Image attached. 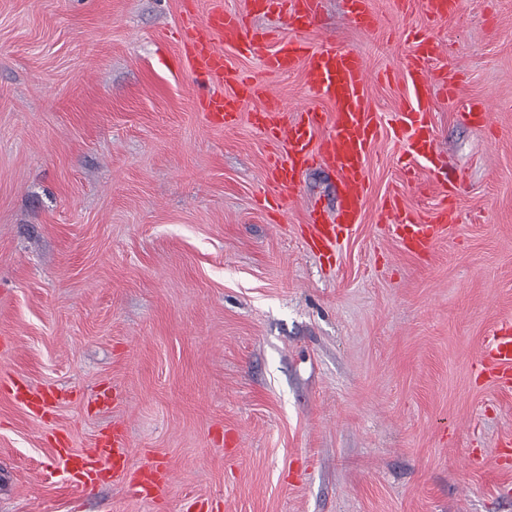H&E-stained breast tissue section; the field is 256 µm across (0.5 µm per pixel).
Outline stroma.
<instances>
[{
    "label": "stroma",
    "mask_w": 512,
    "mask_h": 512,
    "mask_svg": "<svg viewBox=\"0 0 512 512\" xmlns=\"http://www.w3.org/2000/svg\"><path fill=\"white\" fill-rule=\"evenodd\" d=\"M309 41L384 73L375 111L407 91L427 30L464 122L433 93L435 168L464 180L433 251L403 252L377 211L399 183V145L367 164L360 224L326 261L306 245L312 205L335 215L316 166L280 209L255 102L213 128L175 31L185 0H0V512H512V380L473 364L512 325V0H463L445 20L371 0H321ZM229 65L287 110L311 106L302 69ZM24 378L47 412L13 401ZM121 428L131 469L171 474L132 497L102 471L80 486L55 463ZM349 12L351 20L361 31L373 33L382 24L379 15L369 7L367 0H352Z\"/></svg>",
    "instance_id": "obj_1"
}]
</instances>
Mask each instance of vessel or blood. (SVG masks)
<instances>
[{
  "instance_id": "1",
  "label": "vessel or blood",
  "mask_w": 512,
  "mask_h": 512,
  "mask_svg": "<svg viewBox=\"0 0 512 512\" xmlns=\"http://www.w3.org/2000/svg\"><path fill=\"white\" fill-rule=\"evenodd\" d=\"M399 13L422 6L431 19L451 18L458 14L460 0H395ZM254 12L282 14L289 26L300 32L315 23L318 0H250ZM350 18L358 29L372 33L382 21L367 0H351ZM411 52L407 66L408 93L390 119H382L369 100L370 71L356 52L336 46L316 45L298 38L277 44L268 30L247 26L243 15L225 11L221 0H214L205 15L187 7L179 40L182 45L180 65L185 66L204 86L199 105L210 125L224 127L235 123L244 103L257 102L253 118L279 146L270 156L267 174L280 204L294 200L301 175L317 164H326L337 176L341 188L339 208L329 219L321 210H312L307 222V244L331 258L340 243L363 218L369 198L367 163L382 132L402 142L406 163L403 179L417 183L419 169L428 167L434 155V130L430 117L431 96L440 76L431 67L442 51L440 43L417 29L403 32ZM260 60L271 73L283 75L302 67L305 83L316 104L297 110L293 119H283V106L268 95L252 76L230 67L221 45ZM228 86V93L210 92L211 84ZM461 118L487 122L490 108L485 101L472 99L456 103ZM456 179L442 183L441 205L428 217H420L404 206L400 197L389 196L380 212V223L394 233L400 248L410 254L429 253L448 229L452 212V191ZM479 375L500 380L512 375V327L497 330L489 344L476 357ZM14 400L31 410L48 406L47 394L31 389L24 379L15 382ZM55 455L60 470L74 475H90L99 464H108L115 478L127 481L133 497L155 499L165 494L169 476L160 468L145 466L137 474L129 472L128 442L121 429L111 437L98 440L86 452L61 443Z\"/></svg>"
}]
</instances>
